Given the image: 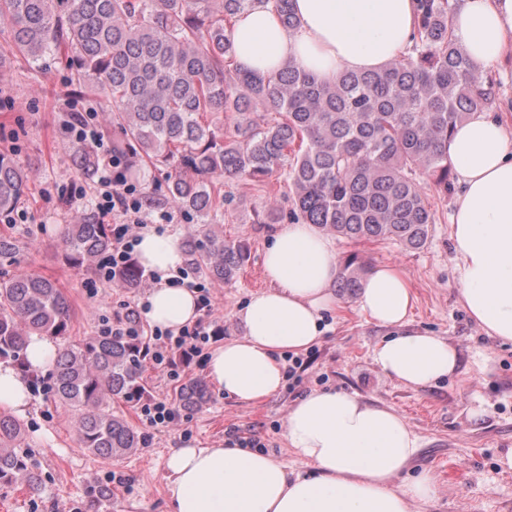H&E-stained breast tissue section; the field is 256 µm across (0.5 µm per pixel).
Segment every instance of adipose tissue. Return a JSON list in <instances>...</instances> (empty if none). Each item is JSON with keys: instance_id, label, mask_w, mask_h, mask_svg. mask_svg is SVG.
Here are the masks:
<instances>
[{"instance_id": "1", "label": "adipose tissue", "mask_w": 512, "mask_h": 512, "mask_svg": "<svg viewBox=\"0 0 512 512\" xmlns=\"http://www.w3.org/2000/svg\"><path fill=\"white\" fill-rule=\"evenodd\" d=\"M292 8L299 20L293 30L283 27L268 0L239 14L232 41L240 67L268 76L291 61L332 83L343 70L383 68L406 47L415 20V0H292ZM452 28L476 67L495 64L512 49V0H463ZM448 159L461 186L450 226L462 304L488 337L512 342V132L486 113H472L449 137ZM136 251L154 277L145 299L149 323L176 332L195 321V293L172 282L184 261L179 240L147 230ZM264 269L268 287L238 314L243 336L216 347L207 363L214 385L247 404L281 391L284 354L317 343L324 312L336 306V250L316 226H280ZM414 301L403 272L380 263L357 306L394 331L375 346L374 364L423 388L453 374L458 353L442 337L408 329ZM31 404L27 376L0 364V407L23 416ZM284 434L308 473L289 472L274 456L232 442L172 449L166 460L171 512H414L436 493L431 472L400 481L418 439L390 408L317 390L290 407Z\"/></svg>"}]
</instances>
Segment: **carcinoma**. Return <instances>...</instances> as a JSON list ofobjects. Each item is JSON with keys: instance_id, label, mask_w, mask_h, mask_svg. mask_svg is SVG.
I'll use <instances>...</instances> for the list:
<instances>
[{"instance_id": "1", "label": "carcinoma", "mask_w": 512, "mask_h": 512, "mask_svg": "<svg viewBox=\"0 0 512 512\" xmlns=\"http://www.w3.org/2000/svg\"><path fill=\"white\" fill-rule=\"evenodd\" d=\"M292 0H273L282 25L298 26ZM255 0H0L7 49L28 60L65 59L73 94L104 95L106 123L125 173L142 163L167 174V202L202 221L183 241L187 267L215 282H231L250 258L242 239L213 228L225 178L283 185L297 224L355 243L394 241L419 250L436 211L428 191L451 189L448 134L473 112L493 110L494 80L482 74L454 41L458 0H419L415 32L384 68L341 72L322 83L289 61L270 77L235 64L231 31L238 13ZM255 112L262 113L256 121ZM82 172L96 166L83 144L74 146ZM29 178L0 152V215L27 194ZM257 224H282L279 207L255 212ZM66 256L91 270L112 249L107 226L84 214L68 225ZM15 240L0 237V363L26 372L29 337L65 341L51 379L56 402L77 418L79 446L105 458L137 448L140 436L112 413L116 397L142 393L146 362L125 338L106 330L67 342L69 305L45 277L13 273L20 263ZM366 266L349 256L338 292L362 288ZM201 380L181 388L180 407L208 399ZM24 427L0 415V484L39 489V475L21 449Z\"/></svg>"}]
</instances>
